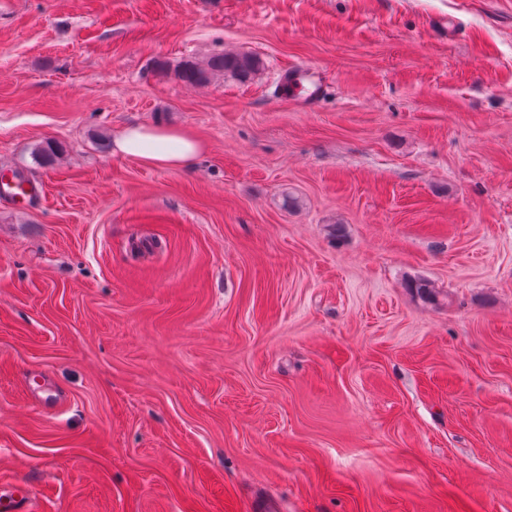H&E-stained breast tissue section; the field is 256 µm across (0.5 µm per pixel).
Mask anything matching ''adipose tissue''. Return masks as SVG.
Masks as SVG:
<instances>
[{
	"mask_svg": "<svg viewBox=\"0 0 512 512\" xmlns=\"http://www.w3.org/2000/svg\"><path fill=\"white\" fill-rule=\"evenodd\" d=\"M115 149L150 167L188 168L203 153L204 144L184 128L135 125L117 136Z\"/></svg>",
	"mask_w": 512,
	"mask_h": 512,
	"instance_id": "adipose-tissue-1",
	"label": "adipose tissue"
}]
</instances>
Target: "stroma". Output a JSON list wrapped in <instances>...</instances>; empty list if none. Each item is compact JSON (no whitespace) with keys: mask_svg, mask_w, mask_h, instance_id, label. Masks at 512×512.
I'll use <instances>...</instances> for the list:
<instances>
[{"mask_svg":"<svg viewBox=\"0 0 512 512\" xmlns=\"http://www.w3.org/2000/svg\"><path fill=\"white\" fill-rule=\"evenodd\" d=\"M231 51L259 70L177 75ZM154 123L204 153L115 151ZM14 173L44 193L0 197V494L512 512V0H0ZM280 82L286 83L288 82V92H294L295 90H300L302 93V97L300 101L306 106L315 105L322 98V86L315 83H311V88H308L304 85L305 83V73L303 67L298 66H288L283 69L280 75ZM114 144L117 152L159 168L191 167L205 149L188 129L161 125L127 127Z\"/></svg>","mask_w":512,"mask_h":512,"instance_id":"stroma-1","label":"stroma"}]
</instances>
